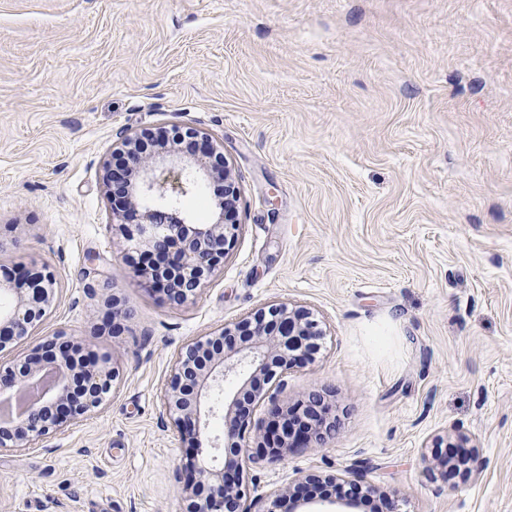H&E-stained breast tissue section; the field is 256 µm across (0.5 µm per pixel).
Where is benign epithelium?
Returning <instances> with one entry per match:
<instances>
[{
  "instance_id": "7a95c632",
  "label": "benign epithelium",
  "mask_w": 512,
  "mask_h": 512,
  "mask_svg": "<svg viewBox=\"0 0 512 512\" xmlns=\"http://www.w3.org/2000/svg\"><path fill=\"white\" fill-rule=\"evenodd\" d=\"M151 131L127 135L114 153L128 159L125 167L103 166V185L109 200L119 201L114 216L126 241L139 252V270L148 287L169 300L183 303L195 296L204 281L224 262L238 229L240 192L224 152L204 133L188 131L184 148L146 153L139 145ZM224 181V199L212 222L189 224L173 200L201 183ZM55 275L45 269H17L0 273V293L9 295L12 308L0 312V352L12 348L44 319L56 300ZM325 335L321 321L302 306L286 304L260 308L230 326L203 336L182 350L163 394L166 409L182 435L197 446L207 428L205 405L213 383L246 371L224 407V437L244 441L254 405H271V425L257 436L260 450L279 454L288 447H306L330 433L323 399L313 395L291 409H282L269 384L277 374L314 360ZM83 348L75 338L57 332L23 357L0 362V395L14 397L51 378V395L31 399L15 418L0 421V450L27 448L36 440L98 408L117 378L110 360L98 356L77 367L73 352ZM249 456L239 451L220 466L191 463L187 512H251L243 471ZM478 452H464L456 466L466 477L478 476L487 466ZM340 491L373 489L361 484L356 471L340 478ZM304 487L280 490L273 508L288 504V512L306 504Z\"/></svg>"
}]
</instances>
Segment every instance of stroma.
<instances>
[{
  "label": "stroma",
  "instance_id": "35a3bbf8",
  "mask_svg": "<svg viewBox=\"0 0 512 512\" xmlns=\"http://www.w3.org/2000/svg\"><path fill=\"white\" fill-rule=\"evenodd\" d=\"M160 126L211 137L241 194L182 305L137 275L102 184L120 138ZM0 264L58 283L11 356L63 331L119 372L98 409L0 451V512H184L174 356L271 303L326 331L279 404L321 395L336 427L253 452V512L299 483L328 512L324 476L354 469L376 490L358 512H512V0H0ZM237 388L210 392L204 456ZM460 434L478 478L438 463Z\"/></svg>",
  "mask_w": 512,
  "mask_h": 512
}]
</instances>
